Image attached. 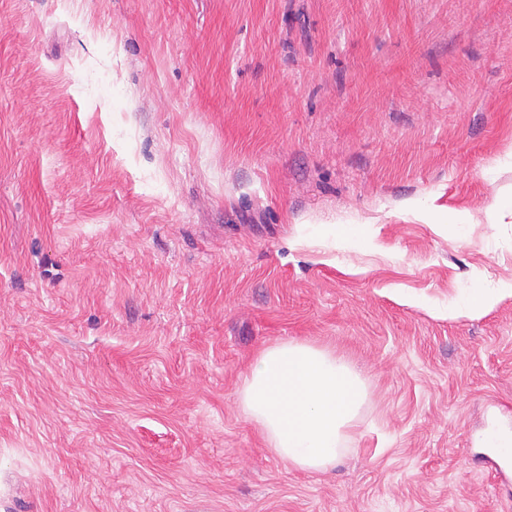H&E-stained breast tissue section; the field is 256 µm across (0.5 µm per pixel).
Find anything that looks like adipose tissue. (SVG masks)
Listing matches in <instances>:
<instances>
[{
	"mask_svg": "<svg viewBox=\"0 0 512 512\" xmlns=\"http://www.w3.org/2000/svg\"><path fill=\"white\" fill-rule=\"evenodd\" d=\"M239 396L270 452L294 469L327 471L355 438L367 390L334 351L286 341L256 357Z\"/></svg>",
	"mask_w": 512,
	"mask_h": 512,
	"instance_id": "obj_1",
	"label": "adipose tissue"
}]
</instances>
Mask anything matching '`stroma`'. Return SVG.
Returning <instances> with one entry per match:
<instances>
[{"label":"stroma","instance_id":"35a3bbf8","mask_svg":"<svg viewBox=\"0 0 512 512\" xmlns=\"http://www.w3.org/2000/svg\"><path fill=\"white\" fill-rule=\"evenodd\" d=\"M511 146L512 0H0V512H512ZM285 341L366 379L326 472ZM511 288L507 286H500L499 288H482L478 285L457 303L455 310L462 313H474L483 310L492 306L503 291H509L512 293ZM239 396L270 452L296 470L328 471L350 449L367 390L336 352L286 341L256 357Z\"/></svg>","mask_w":512,"mask_h":512}]
</instances>
